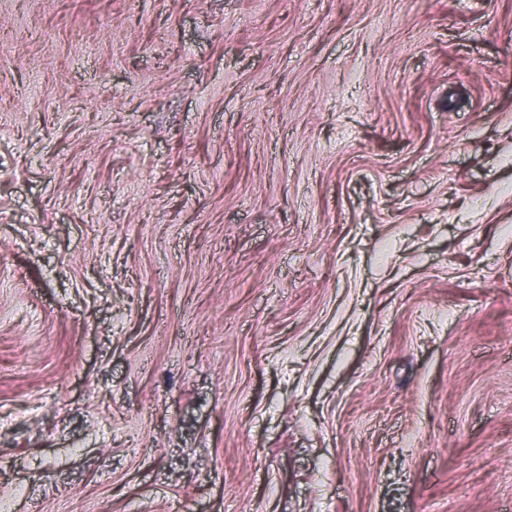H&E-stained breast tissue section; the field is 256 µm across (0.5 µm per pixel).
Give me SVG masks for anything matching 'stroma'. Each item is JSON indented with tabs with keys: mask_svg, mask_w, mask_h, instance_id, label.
<instances>
[{
	"mask_svg": "<svg viewBox=\"0 0 512 512\" xmlns=\"http://www.w3.org/2000/svg\"><path fill=\"white\" fill-rule=\"evenodd\" d=\"M512 512V0H0V502Z\"/></svg>",
	"mask_w": 512,
	"mask_h": 512,
	"instance_id": "stroma-1",
	"label": "stroma"
}]
</instances>
